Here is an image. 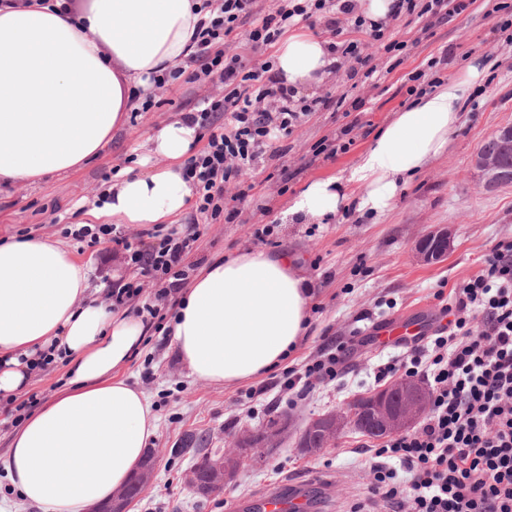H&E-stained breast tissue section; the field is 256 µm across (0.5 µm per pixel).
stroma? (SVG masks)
Segmentation results:
<instances>
[{
  "label": "stroma",
  "mask_w": 512,
  "mask_h": 512,
  "mask_svg": "<svg viewBox=\"0 0 512 512\" xmlns=\"http://www.w3.org/2000/svg\"><path fill=\"white\" fill-rule=\"evenodd\" d=\"M384 29V41L370 48L377 66L373 76L352 75L345 66L298 91L307 100L338 92L347 101H359L360 109L311 113L285 138L284 157L262 159L225 183L224 198L234 203L232 217L211 220L190 208L179 219L183 225H200L196 255L207 261L258 248L295 254L314 293L308 333L286 364L317 358L330 338L352 337L349 373L317 383L302 397L280 388L277 370L232 387L204 383L181 363L170 334L174 311L161 308L120 372L151 399L159 418L151 445L162 452L152 485L129 512H255L261 496L297 480L309 484V512H349L366 496L372 479L371 438L350 429L334 447L307 455L296 446L300 430L310 419L381 388L378 367L400 350L373 342L377 328L395 319L437 318L443 299L479 270L496 242L512 238V184L485 191L474 167L482 144L512 125V0H471L465 11L426 32L404 14L388 20ZM388 39L402 41L403 50L385 52ZM476 58L484 76L464 91L463 118L447 151L412 178L385 212L347 210L319 224L285 221L289 200L305 183L356 165L394 113L455 78ZM221 91L212 83L176 80L157 94L152 111L129 120L100 158L70 175H51L38 186L0 196V240L36 235L63 243L89 263L94 298L104 306H111L115 285L134 280L140 281L143 298L153 297L155 284L139 278L121 257L104 259V244L72 237L79 220L76 205L131 165L156 127ZM325 139L342 144L343 152L313 159L314 148ZM266 224L273 227L270 239L256 240L254 229ZM441 229L448 232L447 257L433 264L418 261V242ZM273 420L287 422L288 433L266 462L245 465L236 481L214 496L189 491L183 481L192 464L191 455L182 451L187 436L203 439L212 454L240 431L258 430Z\"/></svg>",
  "instance_id": "obj_1"
}]
</instances>
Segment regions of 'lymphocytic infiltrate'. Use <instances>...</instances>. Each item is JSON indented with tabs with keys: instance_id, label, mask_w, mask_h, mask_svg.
I'll list each match as a JSON object with an SVG mask.
<instances>
[{
	"instance_id": "obj_1",
	"label": "lymphocytic infiltrate",
	"mask_w": 512,
	"mask_h": 512,
	"mask_svg": "<svg viewBox=\"0 0 512 512\" xmlns=\"http://www.w3.org/2000/svg\"><path fill=\"white\" fill-rule=\"evenodd\" d=\"M257 0H203L210 16L195 32L197 50L187 66L155 77L156 88L179 78L219 83L224 94L204 98L190 123L207 132V144L185 164L196 187L199 214L218 218L224 185L252 166L270 140L288 137L310 113L341 107L344 95L326 94L311 102L278 82L271 61L249 66L241 54L225 50L238 25L251 21L247 42L258 50L274 45L296 21L330 9L328 25L341 34L345 16L354 30L369 28L382 39L383 27L354 17L355 0H298L268 11ZM198 225L171 230L157 242L124 244L123 258L157 285L155 303L142 310L156 315L160 301H175L198 267L193 256ZM447 325L380 368L378 379L397 371L426 379L428 411L414 430L387 436L373 449V505L389 512H512V239L498 241L478 272L454 290L441 309ZM344 343L330 340L319 359L284 370L281 386L306 395L316 381L336 379Z\"/></svg>"
}]
</instances>
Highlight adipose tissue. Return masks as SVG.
Wrapping results in <instances>:
<instances>
[{
    "label": "adipose tissue",
    "mask_w": 512,
    "mask_h": 512,
    "mask_svg": "<svg viewBox=\"0 0 512 512\" xmlns=\"http://www.w3.org/2000/svg\"><path fill=\"white\" fill-rule=\"evenodd\" d=\"M201 0H86L75 16L45 0L0 4V188L37 185L97 159L123 130L133 90L194 51ZM327 42L305 30L278 44L285 85L316 86L329 74ZM460 77L395 113L345 175L308 182L285 212L307 224L353 205L382 210L408 179L448 148L464 89ZM197 126L177 117L155 129L142 153L101 194L83 200L87 223L172 224L196 189L183 163ZM311 284L293 257L248 250L206 264L172 317L173 341L190 374L231 386L279 367L305 336ZM90 270L62 243L0 242V395L28 386L41 353L66 362L71 387L11 434L0 468L41 512H86L133 476L159 418L119 371L137 351L143 322L89 303Z\"/></svg>",
    "instance_id": "adipose-tissue-1"
}]
</instances>
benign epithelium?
<instances>
[{
    "label": "benign epithelium",
    "mask_w": 512,
    "mask_h": 512,
    "mask_svg": "<svg viewBox=\"0 0 512 512\" xmlns=\"http://www.w3.org/2000/svg\"><path fill=\"white\" fill-rule=\"evenodd\" d=\"M493 151L477 152L475 168L481 173L482 187L487 191L499 188L512 180V126L508 125L493 136ZM448 232H433L417 246V257L425 263L442 261L448 254ZM429 404L427 386L413 377L399 375L359 405L348 403L335 412L310 420L311 428L321 434V449L333 446L336 440L357 423H370L383 435L401 433L413 427L424 415ZM288 427L273 424L264 432L259 444L252 443L254 432L246 429L234 436L224 453L209 458L205 469L192 467L186 474V485L195 494L210 497L224 491L234 480L244 461H260L281 442ZM159 451L150 450L144 457L130 483L117 490L112 499L94 504L87 512H129V506L155 476Z\"/></svg>",
    "instance_id": "7a95c632"
}]
</instances>
